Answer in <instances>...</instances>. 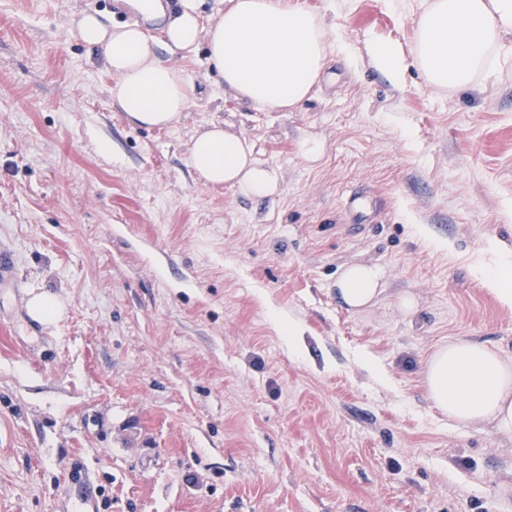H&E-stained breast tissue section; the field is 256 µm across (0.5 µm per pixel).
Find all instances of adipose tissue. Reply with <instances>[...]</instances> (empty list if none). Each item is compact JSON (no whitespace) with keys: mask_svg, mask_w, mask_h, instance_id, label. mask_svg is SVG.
Returning a JSON list of instances; mask_svg holds the SVG:
<instances>
[{"mask_svg":"<svg viewBox=\"0 0 512 512\" xmlns=\"http://www.w3.org/2000/svg\"><path fill=\"white\" fill-rule=\"evenodd\" d=\"M133 22L105 25L86 10L72 20L78 38L100 53L116 76L111 88L127 121L168 127L189 104V81L175 64L158 58L142 21L161 26L170 53H194L206 44L224 85L256 106L291 112L320 84L332 44L322 19L280 0H231L216 23L199 20L194 0L168 15L162 0H128ZM512 36V0H429L416 24L411 49L427 82L461 89L488 71L504 39ZM190 168L205 183L242 195L277 193L276 169L258 161L252 141L211 122L193 138ZM378 266H348L336 283L338 298L362 310L381 295ZM424 384L437 409L463 427L492 424L512 433V358L471 340L439 345L423 368Z\"/></svg>","mask_w":512,"mask_h":512,"instance_id":"1","label":"adipose tissue"}]
</instances>
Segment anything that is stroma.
<instances>
[{
	"label": "stroma",
	"instance_id": "obj_1",
	"mask_svg": "<svg viewBox=\"0 0 512 512\" xmlns=\"http://www.w3.org/2000/svg\"><path fill=\"white\" fill-rule=\"evenodd\" d=\"M282 2L336 35L311 99L254 106L148 22L191 85L183 116L148 129L71 25L128 21L114 0H0V243L18 276L0 287V512H67L79 464L94 512H512V435L452 425L422 384L448 341L512 357V309L478 278L512 260V37L475 85L437 89L411 54L425 0ZM382 44L400 79L375 65ZM211 121L276 168L275 196L196 178ZM353 263L383 271L362 312L336 295ZM38 293L64 313L34 342ZM372 58L377 66L394 76H398L402 69L401 55L393 46H375L372 49Z\"/></svg>",
	"mask_w": 512,
	"mask_h": 512
}]
</instances>
